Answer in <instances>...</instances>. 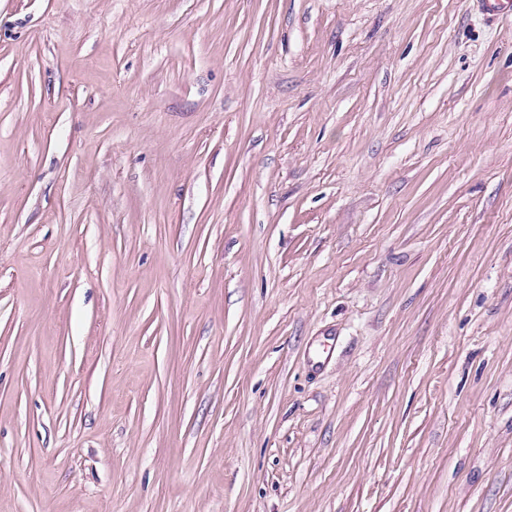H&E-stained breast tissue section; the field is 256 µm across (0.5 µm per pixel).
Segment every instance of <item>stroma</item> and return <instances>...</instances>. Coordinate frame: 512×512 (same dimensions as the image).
I'll use <instances>...</instances> for the list:
<instances>
[{
	"label": "stroma",
	"mask_w": 512,
	"mask_h": 512,
	"mask_svg": "<svg viewBox=\"0 0 512 512\" xmlns=\"http://www.w3.org/2000/svg\"><path fill=\"white\" fill-rule=\"evenodd\" d=\"M0 512H512V15L0 0Z\"/></svg>",
	"instance_id": "1"
}]
</instances>
